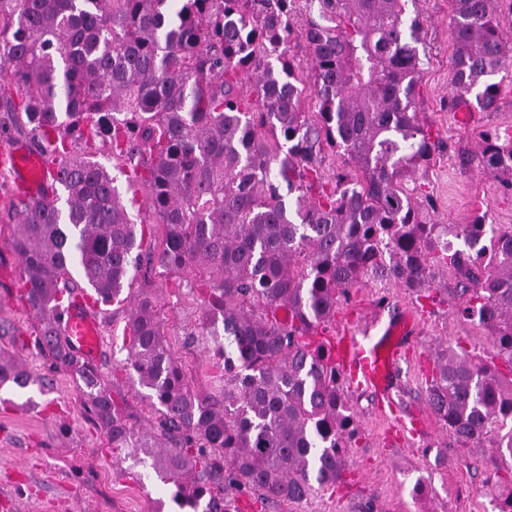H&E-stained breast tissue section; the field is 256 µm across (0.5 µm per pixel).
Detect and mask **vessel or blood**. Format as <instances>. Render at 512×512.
<instances>
[{"mask_svg": "<svg viewBox=\"0 0 512 512\" xmlns=\"http://www.w3.org/2000/svg\"><path fill=\"white\" fill-rule=\"evenodd\" d=\"M0 164L9 166L15 189L26 196L42 199L51 195L57 170L26 143H14L1 153ZM98 314V303L82 300L69 308L61 323V333L71 347L90 360L97 358L102 344ZM411 329V317L406 314L387 325L376 319L360 329H343L334 339L336 364L347 386L376 393L379 416L388 414L394 368L406 354L403 338Z\"/></svg>", "mask_w": 512, "mask_h": 512, "instance_id": "vessel-or-blood-1", "label": "vessel or blood"}]
</instances>
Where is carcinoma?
I'll return each instance as SVG.
<instances>
[{
    "label": "carcinoma",
    "mask_w": 512,
    "mask_h": 512,
    "mask_svg": "<svg viewBox=\"0 0 512 512\" xmlns=\"http://www.w3.org/2000/svg\"><path fill=\"white\" fill-rule=\"evenodd\" d=\"M451 2L448 97L473 95L491 112L494 78L512 69L498 0ZM422 31L404 0H304L301 20L296 0H0V97L60 176L52 198L15 203L10 247L40 354L73 377L112 447L155 443L59 322L73 270L103 302L119 299L140 271L146 228L107 168L73 154V137L110 142L163 226L155 264L188 276L204 304L202 335L224 361L216 395L190 388L156 301L141 298L126 326L123 369L157 401L165 441L137 463L182 512H229L222 490L274 507L342 483L358 429L332 320L362 282L442 304L431 287L440 268L462 285L456 316L494 353L446 348L425 379L427 405L456 443L490 449L497 512H512V227L427 217L417 176L442 144L416 112ZM294 34L309 50L304 68L288 54ZM306 90L311 114L299 106ZM325 146L347 168L314 198ZM473 162L511 177L512 134L485 133ZM34 382L0 358L1 388Z\"/></svg>",
    "instance_id": "cac0c4a2"
}]
</instances>
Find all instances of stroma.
Listing matches in <instances>:
<instances>
[{"label":"stroma","instance_id":"35a3bbf8","mask_svg":"<svg viewBox=\"0 0 512 512\" xmlns=\"http://www.w3.org/2000/svg\"><path fill=\"white\" fill-rule=\"evenodd\" d=\"M406 9L408 15L419 16L425 32L418 118L443 144L423 177L429 216L439 224H466L481 213L487 223L511 227L512 189L466 159L486 131L512 133V77L500 81L495 111L473 105L467 121H459L448 104V69L454 54L451 0H409ZM14 196L10 170L0 166V355L20 362L39 382L24 390L0 388V512H175L167 487L137 465L134 449H112L73 378L50 371L38 355L34 337L39 320L20 300L21 269L8 248L20 220L11 205ZM437 285L447 289V304L425 307L401 288L357 285L335 324L340 330L375 313L385 320L404 311L414 313L409 353L395 369L392 397L399 412L426 411L421 435L409 444L392 438L390 421L377 414L375 394L348 391L360 435L345 483L273 508L256 495L241 494L237 512H492L497 478L486 461L487 449L460 446L444 423L426 410L425 377L441 349L457 343L481 355L490 350L485 331L454 313L460 288L455 274L440 270ZM146 294L161 309L167 341L192 390L213 392L220 370L199 335L198 296L174 276H136L126 300L99 314L103 340L96 364L108 376L113 395L127 401L135 430L153 434L159 419L153 399L119 369L127 356V320L135 302Z\"/></svg>","mask_w":512,"mask_h":512}]
</instances>
